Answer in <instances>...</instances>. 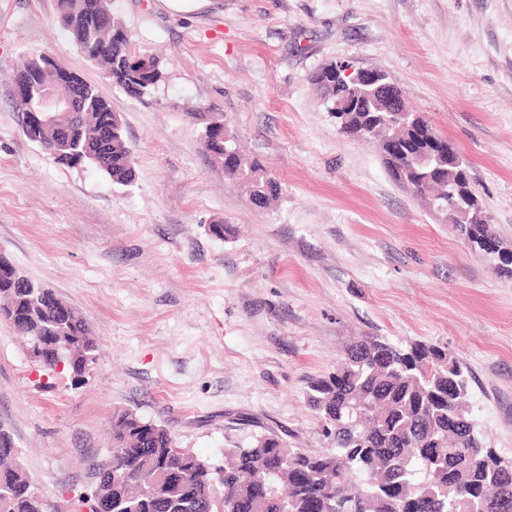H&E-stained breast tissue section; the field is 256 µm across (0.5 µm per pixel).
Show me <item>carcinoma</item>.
Returning a JSON list of instances; mask_svg holds the SVG:
<instances>
[{
	"label": "carcinoma",
	"mask_w": 512,
	"mask_h": 512,
	"mask_svg": "<svg viewBox=\"0 0 512 512\" xmlns=\"http://www.w3.org/2000/svg\"><path fill=\"white\" fill-rule=\"evenodd\" d=\"M65 30L87 60L133 98L161 79L159 61L130 50V35L117 21L102 23L111 0H58ZM112 39V54L99 46ZM55 60L28 57L14 75L40 71L54 79ZM313 82L323 99L350 102L336 116L341 133L362 140L380 137L383 163L413 194L439 214L463 206L455 224L462 239L487 255L501 244L488 215L478 207L467 170L448 167V139L413 111L404 91L392 101L376 84H352L324 65ZM78 91L85 103L79 125L67 134L70 147L53 160L91 164L114 184L135 179L134 156L124 136L111 135L112 112L96 88L61 84L59 94ZM230 139L208 140L224 173L241 180L264 205L281 192L280 182L258 160L238 155L223 161ZM0 319L44 346L35 354L48 370L63 365L71 380L84 381L97 342L82 316L54 291L22 275L0 254ZM469 377L448 348L414 342L406 347L364 336L346 350L328 375L310 382L308 404L318 413L328 447L291 448L276 435L246 448L224 449V465L208 463L177 447L170 432L128 410L112 414V457L98 466L95 496L107 512H512V460L485 448L469 405ZM16 448L0 428V512H42L31 480L11 461Z\"/></svg>",
	"instance_id": "1"
}]
</instances>
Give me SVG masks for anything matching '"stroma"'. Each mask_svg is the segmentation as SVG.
<instances>
[{
  "label": "stroma",
  "instance_id": "stroma-1",
  "mask_svg": "<svg viewBox=\"0 0 512 512\" xmlns=\"http://www.w3.org/2000/svg\"><path fill=\"white\" fill-rule=\"evenodd\" d=\"M135 54L161 62L138 100L88 62L57 0H0V252L83 317L82 384L0 321V428L43 512H91L112 412L163 425L219 464L270 433L327 441L306 398L364 336L447 348L471 378L486 448L512 458V277L398 184L376 141L339 133L312 81L386 72L462 156L512 244V0H114ZM45 53L124 127L132 185L56 164L22 131L11 75ZM222 123L281 184L269 206L203 147ZM230 224L225 239L209 232Z\"/></svg>",
  "mask_w": 512,
  "mask_h": 512
}]
</instances>
